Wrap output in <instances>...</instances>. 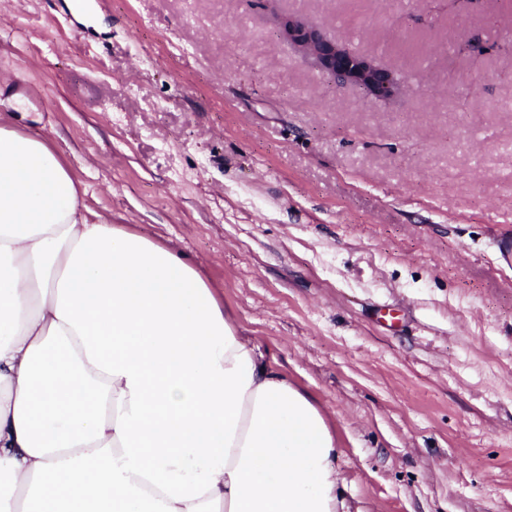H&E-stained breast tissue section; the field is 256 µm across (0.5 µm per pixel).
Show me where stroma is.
Here are the masks:
<instances>
[{"label":"stroma","mask_w":512,"mask_h":512,"mask_svg":"<svg viewBox=\"0 0 512 512\" xmlns=\"http://www.w3.org/2000/svg\"><path fill=\"white\" fill-rule=\"evenodd\" d=\"M70 4L0 0V117L332 414L344 512H512V0ZM288 41L312 56L336 84L355 86L369 95L387 99L399 88L395 74L374 59L349 51L319 28L288 18L282 22Z\"/></svg>","instance_id":"35a3bbf8"}]
</instances>
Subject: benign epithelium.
<instances>
[{"label":"benign epithelium","instance_id":"1","mask_svg":"<svg viewBox=\"0 0 512 512\" xmlns=\"http://www.w3.org/2000/svg\"><path fill=\"white\" fill-rule=\"evenodd\" d=\"M288 41L312 56L336 84L355 86L369 95L387 99L399 88L395 74L375 60L349 51L319 28L297 20L282 22Z\"/></svg>","mask_w":512,"mask_h":512}]
</instances>
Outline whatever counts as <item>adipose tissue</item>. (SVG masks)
I'll list each match as a JSON object with an SVG mask.
<instances>
[{"instance_id": "obj_1", "label": "adipose tissue", "mask_w": 512, "mask_h": 512, "mask_svg": "<svg viewBox=\"0 0 512 512\" xmlns=\"http://www.w3.org/2000/svg\"><path fill=\"white\" fill-rule=\"evenodd\" d=\"M0 122V512H338L322 407L197 266Z\"/></svg>"}]
</instances>
